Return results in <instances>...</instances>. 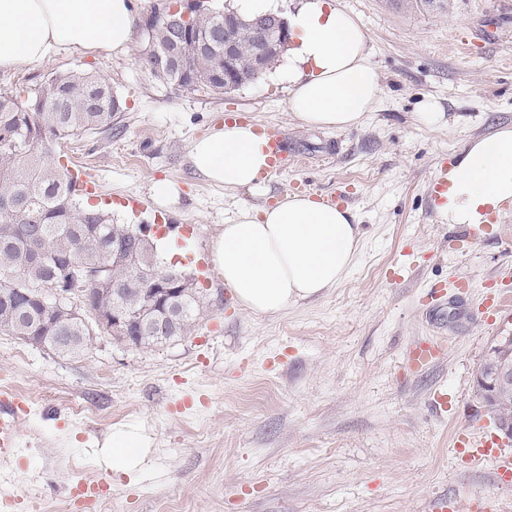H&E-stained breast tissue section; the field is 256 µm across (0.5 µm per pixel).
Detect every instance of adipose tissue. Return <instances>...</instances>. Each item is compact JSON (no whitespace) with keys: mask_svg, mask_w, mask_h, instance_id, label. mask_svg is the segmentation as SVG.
<instances>
[{"mask_svg":"<svg viewBox=\"0 0 512 512\" xmlns=\"http://www.w3.org/2000/svg\"><path fill=\"white\" fill-rule=\"evenodd\" d=\"M297 75L288 105L309 129L362 124L383 94L367 37L352 12L333 0H303L288 18ZM130 0H0V71L37 63L60 49L127 54ZM193 168L211 184L258 198L225 224L211 258L241 309L271 316L338 286L355 265L362 232L351 208L310 194L272 195L266 139L250 122L229 119L193 141ZM454 193L442 220L473 224L480 209L512 201V126L470 139L453 167ZM113 470L137 472L151 442L139 429L116 427L104 442Z\"/></svg>","mask_w":512,"mask_h":512,"instance_id":"adipose-tissue-1","label":"adipose tissue"}]
</instances>
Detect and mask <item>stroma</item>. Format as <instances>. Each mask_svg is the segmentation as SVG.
Here are the masks:
<instances>
[{"label":"stroma","mask_w":512,"mask_h":512,"mask_svg":"<svg viewBox=\"0 0 512 512\" xmlns=\"http://www.w3.org/2000/svg\"><path fill=\"white\" fill-rule=\"evenodd\" d=\"M362 22L385 94L364 124L308 130L288 108L291 59L221 96L177 91L127 55L60 50L0 71V88L88 71L123 102L112 138L62 142L61 162L127 224L163 221L188 240L185 268L201 278L204 312L190 336L136 348L97 329L85 353L62 358L0 333V397L24 407L21 451L0 464L13 512H59L79 481L108 488L113 512H428L445 496L486 498L512 512V481L470 466L454 435L486 422L477 369L512 312L492 325L486 294L512 296V205L489 237L465 238L428 197L441 163L471 138L512 126V0H448L444 12L395 9L388 0H339ZM433 99L444 117L426 125ZM273 122L296 166L273 174L278 192L334 195L362 229L355 266L336 288L269 317L243 312L211 261L224 224L251 204L192 168V142L228 115ZM179 193L162 206L154 189ZM460 237L449 249V237ZM469 280L468 293L450 283ZM448 283L430 305L426 291ZM442 337L440 359L420 370L416 344ZM446 403H439V396ZM143 428V468L112 472L99 444L113 426Z\"/></svg>","instance_id":"stroma-1"}]
</instances>
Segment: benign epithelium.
Wrapping results in <instances>:
<instances>
[{
	"instance_id": "7a95c632",
	"label": "benign epithelium",
	"mask_w": 512,
	"mask_h": 512,
	"mask_svg": "<svg viewBox=\"0 0 512 512\" xmlns=\"http://www.w3.org/2000/svg\"><path fill=\"white\" fill-rule=\"evenodd\" d=\"M257 37L264 42L289 41L288 21L280 14H271L265 29ZM476 391L481 395L484 409L496 416L498 433L512 441V417L503 410L512 406V336L505 333L491 345L488 355L475 377Z\"/></svg>"
}]
</instances>
